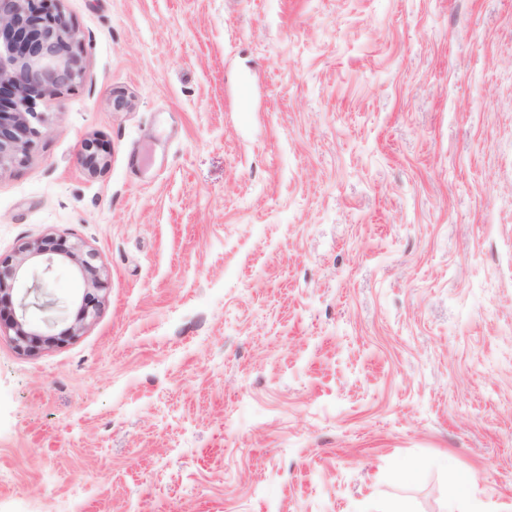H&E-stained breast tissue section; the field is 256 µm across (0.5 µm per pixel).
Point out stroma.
I'll use <instances>...</instances> for the list:
<instances>
[{
	"mask_svg": "<svg viewBox=\"0 0 512 512\" xmlns=\"http://www.w3.org/2000/svg\"><path fill=\"white\" fill-rule=\"evenodd\" d=\"M58 7L0 263L104 288L0 329V512H512V0ZM26 255L18 262V267L29 258L42 257L44 267L41 273H48L57 259H68L74 263L83 280L87 284L85 293L80 299L76 323L59 335L44 334L34 329L26 316V304H20L18 310L11 300V288H3L0 278V327L2 321L14 332L16 348L23 353H34L43 347L59 345L77 335L80 330V323L83 322L96 309L99 300L97 292L104 287L99 271L89 260L85 259L80 250L74 244H70L64 238L43 237L27 245Z\"/></svg>",
	"mask_w": 512,
	"mask_h": 512,
	"instance_id": "stroma-1",
	"label": "stroma"
}]
</instances>
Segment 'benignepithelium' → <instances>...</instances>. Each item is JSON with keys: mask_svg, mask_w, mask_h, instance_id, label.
Wrapping results in <instances>:
<instances>
[{"mask_svg": "<svg viewBox=\"0 0 512 512\" xmlns=\"http://www.w3.org/2000/svg\"><path fill=\"white\" fill-rule=\"evenodd\" d=\"M58 0H0V168L26 153L38 134L37 102L72 88L82 73L77 53L79 31L57 6ZM19 264L33 257L44 261L48 273L56 260L74 263L87 284L80 299L76 323L58 335L34 329L26 305L14 307L11 289L0 282V322L14 332L16 348L34 353L77 335L80 323L96 309L103 288L99 271L77 246L64 238L43 237L27 245Z\"/></svg>", "mask_w": 512, "mask_h": 512, "instance_id": "1", "label": "benign epithelium"}]
</instances>
